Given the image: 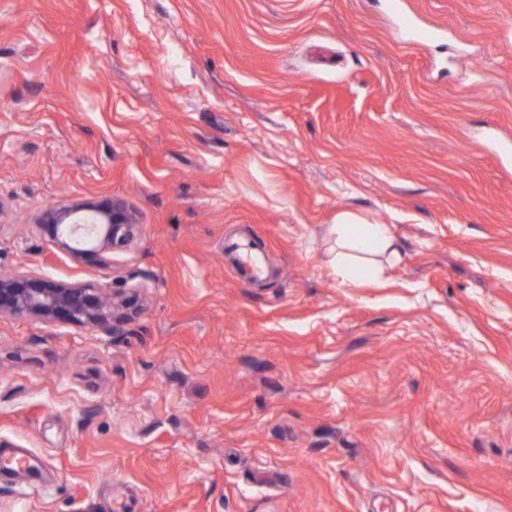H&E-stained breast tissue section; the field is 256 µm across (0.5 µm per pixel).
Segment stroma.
Segmentation results:
<instances>
[{
  "mask_svg": "<svg viewBox=\"0 0 512 512\" xmlns=\"http://www.w3.org/2000/svg\"><path fill=\"white\" fill-rule=\"evenodd\" d=\"M402 2L0 0V270L130 315L0 317V512H512V0ZM115 199L110 264L35 227ZM329 232L338 248L331 262L342 283L377 277L383 268L372 256L383 257L389 265L401 260V245L388 224H370L344 213Z\"/></svg>",
  "mask_w": 512,
  "mask_h": 512,
  "instance_id": "35a3bbf8",
  "label": "stroma"
}]
</instances>
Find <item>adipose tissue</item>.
I'll list each match as a JSON object with an SVG mask.
<instances>
[{"instance_id":"obj_1","label":"adipose tissue","mask_w":512,"mask_h":512,"mask_svg":"<svg viewBox=\"0 0 512 512\" xmlns=\"http://www.w3.org/2000/svg\"><path fill=\"white\" fill-rule=\"evenodd\" d=\"M330 232L337 245L332 264L341 282L377 277L383 264H396L402 257L401 245L389 225L372 224L344 213L337 216Z\"/></svg>"}]
</instances>
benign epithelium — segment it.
<instances>
[{"label":"benign epithelium","mask_w":512,"mask_h":512,"mask_svg":"<svg viewBox=\"0 0 512 512\" xmlns=\"http://www.w3.org/2000/svg\"><path fill=\"white\" fill-rule=\"evenodd\" d=\"M37 228L47 234L57 249L76 258L91 251L103 262L127 250L141 231L135 212L115 200L110 207L79 203L44 211ZM90 236L87 251L73 246L72 233ZM121 304L101 288L82 284L55 283L34 269L0 271V316H35L44 321L58 319L76 325L102 326L111 334L125 322Z\"/></svg>","instance_id":"benign-epithelium-1"}]
</instances>
